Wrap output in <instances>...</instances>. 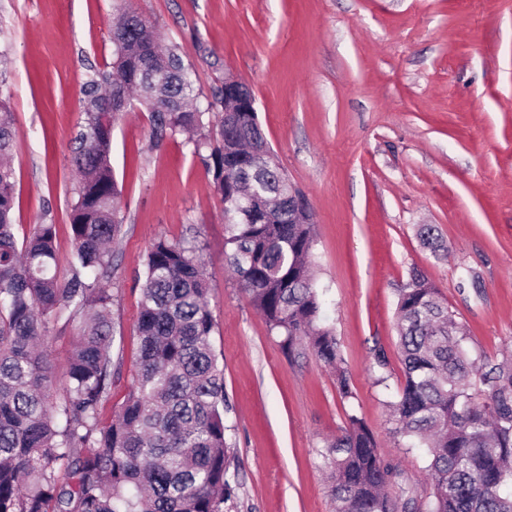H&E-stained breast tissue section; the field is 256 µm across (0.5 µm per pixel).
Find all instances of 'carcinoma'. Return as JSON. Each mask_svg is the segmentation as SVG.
Segmentation results:
<instances>
[{
  "label": "carcinoma",
  "mask_w": 512,
  "mask_h": 512,
  "mask_svg": "<svg viewBox=\"0 0 512 512\" xmlns=\"http://www.w3.org/2000/svg\"><path fill=\"white\" fill-rule=\"evenodd\" d=\"M118 9L112 65L83 86L66 278L56 271L55 225L35 224L17 238L14 172L0 162V512H224L230 498L224 372L196 246L159 238L148 250L131 385L116 416L99 417L115 373L112 294L102 283L112 280V241L121 230L110 160L116 109L151 113L157 144L191 135L224 203L225 255L239 287L286 353L307 342L335 370L341 396L353 397L311 275L315 224L288 222L293 200L275 155L267 148L246 163L249 144L222 118L224 89L207 107L194 106L179 47L160 46L146 22L133 23L126 0ZM156 79L165 82L159 92ZM16 137L0 97V159ZM260 205L272 206L260 223L241 219L239 209ZM418 235L424 247L448 251L431 225ZM77 316L66 392L54 402L50 324ZM397 318L404 381L390 403L395 432L426 450L431 486H403L372 430L349 414L323 455L335 512H512V494H503L512 485V359H473L470 330L418 271L399 291Z\"/></svg>",
  "instance_id": "carcinoma-1"
}]
</instances>
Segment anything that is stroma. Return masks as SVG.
<instances>
[{
  "label": "stroma",
  "mask_w": 512,
  "mask_h": 512,
  "mask_svg": "<svg viewBox=\"0 0 512 512\" xmlns=\"http://www.w3.org/2000/svg\"><path fill=\"white\" fill-rule=\"evenodd\" d=\"M164 42L179 44L201 103L233 74L289 180L307 196L314 275L351 376L341 397L311 351L295 358L239 288L224 255V205L181 135L155 145L149 113L112 127L121 233L112 246V357L119 373L100 409L123 403L137 357V272L158 238L196 241L224 369L225 438L234 494L225 512H333L322 453L356 413L407 486H428L423 449L395 432L404 380L398 290L412 270L469 328L470 349L512 350V0H129ZM114 0H0L4 93L18 236L56 227L59 274L73 251V140L83 83L110 66ZM434 225L447 255L423 248ZM479 288H472L471 278ZM75 323L51 324L62 399ZM388 364L377 367L376 350Z\"/></svg>",
  "instance_id": "stroma-1"
}]
</instances>
